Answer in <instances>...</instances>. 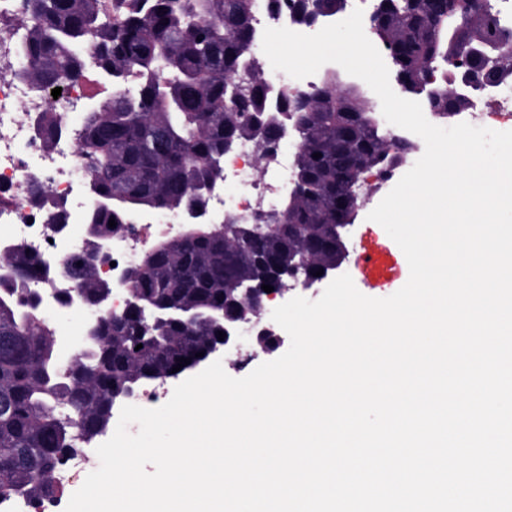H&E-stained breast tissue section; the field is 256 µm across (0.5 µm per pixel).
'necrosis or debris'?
Segmentation results:
<instances>
[{
	"label": "necrosis or debris",
	"mask_w": 512,
	"mask_h": 512,
	"mask_svg": "<svg viewBox=\"0 0 512 512\" xmlns=\"http://www.w3.org/2000/svg\"><path fill=\"white\" fill-rule=\"evenodd\" d=\"M25 0H0V244H18L35 256L63 259L81 256L89 242L80 231L92 197L89 174L77 155L75 132L45 148L35 130L40 113L56 111L64 118L79 117L88 98L87 78H78L59 97L36 92L18 72L17 22ZM282 144L261 156L246 139L224 157L223 184L210 194L205 221L209 224H249L258 214L278 211L295 181L294 157L299 141L290 117H283ZM44 186L62 205L63 232L52 228L47 210L33 204L34 186ZM236 187L227 196L226 187ZM185 213L165 211L143 224H125L112 235L111 258L117 269H130L157 239L183 233Z\"/></svg>",
	"instance_id": "necrosis-or-debris-1"
}]
</instances>
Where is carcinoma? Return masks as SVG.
<instances>
[{"label":"carcinoma","instance_id":"1","mask_svg":"<svg viewBox=\"0 0 512 512\" xmlns=\"http://www.w3.org/2000/svg\"><path fill=\"white\" fill-rule=\"evenodd\" d=\"M274 2L304 25L346 8V0ZM26 4L19 76L44 92L89 72L109 89L110 110H94L91 99L77 133L90 194L107 201L83 221L97 242L112 237L111 218L135 224L153 210L202 207L223 175L225 147L253 139L267 152L281 138L279 113L293 114L301 140L295 186L279 216L220 229L192 224L179 238L157 240L131 270L136 305L105 316L96 342L66 371L29 285L35 260L20 246L0 251V502L38 505L64 495L56 473L78 450L76 438L95 439L108 427L117 401L179 378L220 345L224 308L258 316L245 288H285L291 279L279 278L281 269L305 276L344 263L348 247L336 244V226L354 223L363 198L356 187L369 171L399 168L405 148L379 128L370 100L334 71L310 91L274 94L253 53L251 0ZM371 35L392 49L395 79L412 86L428 67L449 73L453 86L460 72L448 58L477 42L496 46L474 64L477 74L512 81V28L468 0H378ZM468 104L448 95L431 100L442 116ZM37 128L49 147L67 126L59 113L44 112ZM67 264L85 301L97 304L103 288L95 270L82 258ZM175 310L195 318L168 319ZM181 357L191 363L172 372Z\"/></svg>","mask_w":512,"mask_h":512}]
</instances>
